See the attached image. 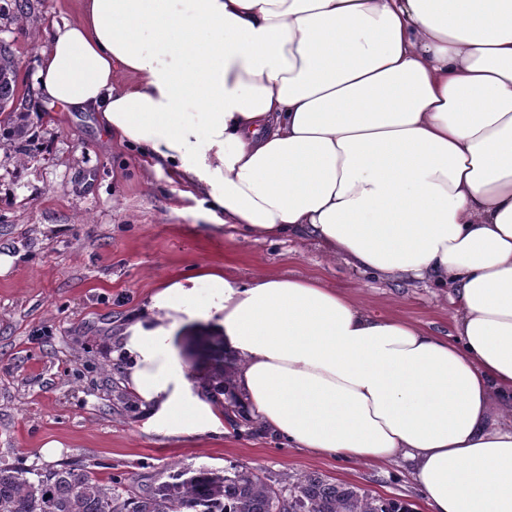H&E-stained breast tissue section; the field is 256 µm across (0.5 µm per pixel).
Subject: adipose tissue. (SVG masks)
Listing matches in <instances>:
<instances>
[{
    "label": "adipose tissue",
    "mask_w": 512,
    "mask_h": 512,
    "mask_svg": "<svg viewBox=\"0 0 512 512\" xmlns=\"http://www.w3.org/2000/svg\"><path fill=\"white\" fill-rule=\"evenodd\" d=\"M79 2L43 29L39 99L97 113L224 226L315 239L457 304L438 336L313 278L168 282L121 338L158 426L219 422L171 345L195 324L295 447L406 458L429 512H512V0Z\"/></svg>",
    "instance_id": "obj_1"
}]
</instances>
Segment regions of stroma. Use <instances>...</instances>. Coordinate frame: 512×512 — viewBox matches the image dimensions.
Instances as JSON below:
<instances>
[{
  "label": "stroma",
  "instance_id": "35a3bbf8",
  "mask_svg": "<svg viewBox=\"0 0 512 512\" xmlns=\"http://www.w3.org/2000/svg\"><path fill=\"white\" fill-rule=\"evenodd\" d=\"M78 0H0V45L14 53L9 108L25 133L0 138V466L64 464L148 487L177 470L230 467L285 483L319 475L426 512L409 461L369 465L291 447L257 418L170 435L125 385L118 336L161 284L208 268L316 277L366 311L446 336L455 308L429 281L386 278L327 257L315 242L231 235L210 200L139 147L108 137L96 115L43 104L33 87L47 19ZM59 453H42L48 443Z\"/></svg>",
  "mask_w": 512,
  "mask_h": 512
}]
</instances>
